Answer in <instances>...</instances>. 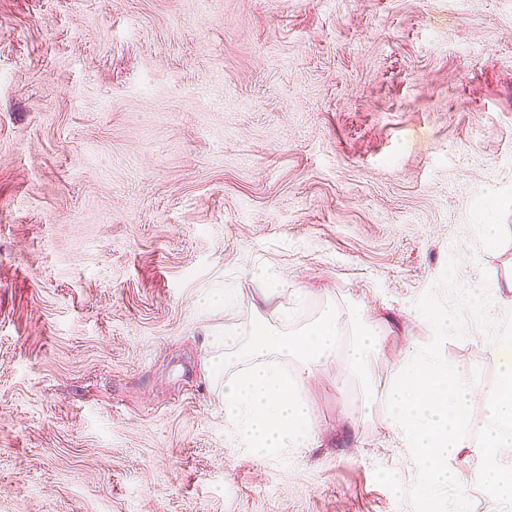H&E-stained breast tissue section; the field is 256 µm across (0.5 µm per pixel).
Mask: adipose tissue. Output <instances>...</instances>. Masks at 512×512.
<instances>
[{
  "label": "adipose tissue",
  "mask_w": 512,
  "mask_h": 512,
  "mask_svg": "<svg viewBox=\"0 0 512 512\" xmlns=\"http://www.w3.org/2000/svg\"><path fill=\"white\" fill-rule=\"evenodd\" d=\"M296 317V309L273 307L269 316L253 324L248 340L225 336L223 351L204 359L209 382L223 390L224 421L249 454L264 457L315 446L306 386L339 361L359 384L360 414L369 417L377 406L386 408L385 424L409 449L424 478V499L459 496L461 487L473 481L496 492L497 512H512L511 335L496 336L498 373L479 385L439 355L438 337L454 332L456 325L447 316L430 314L431 337L411 343L380 390L369 365L390 331L386 323L366 321L359 311L345 315L331 305L311 323L289 332ZM288 359L293 362L289 368L284 365ZM477 402L487 421L478 445L488 463L469 475L458 461L469 445L463 423Z\"/></svg>",
  "instance_id": "obj_1"
}]
</instances>
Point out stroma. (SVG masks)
I'll list each match as a JSON object with an SVG mask.
<instances>
[{
    "label": "stroma",
    "mask_w": 512,
    "mask_h": 512,
    "mask_svg": "<svg viewBox=\"0 0 512 512\" xmlns=\"http://www.w3.org/2000/svg\"><path fill=\"white\" fill-rule=\"evenodd\" d=\"M262 265L298 324L397 323L377 386L429 308L460 325L439 353L496 376L512 0H0V512H422L342 363L316 447L225 425L203 339L249 334ZM284 281L277 272L271 271L267 267H262L257 272H253L250 277L253 292L264 303H269L278 288L286 285Z\"/></svg>",
    "instance_id": "obj_1"
}]
</instances>
